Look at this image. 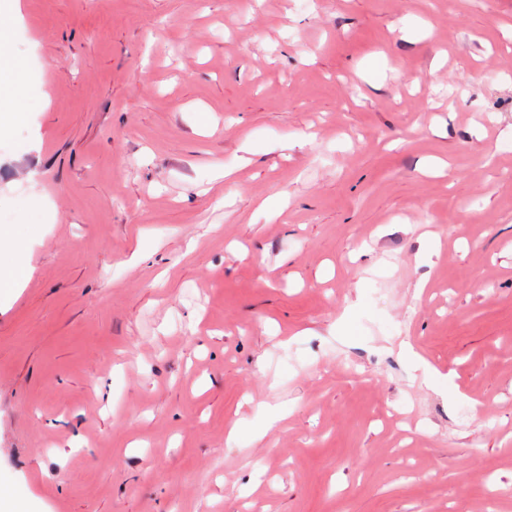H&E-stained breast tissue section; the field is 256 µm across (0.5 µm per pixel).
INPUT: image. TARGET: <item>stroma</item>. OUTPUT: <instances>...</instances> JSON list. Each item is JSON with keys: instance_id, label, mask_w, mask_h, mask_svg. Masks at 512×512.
<instances>
[{"instance_id": "1", "label": "stroma", "mask_w": 512, "mask_h": 512, "mask_svg": "<svg viewBox=\"0 0 512 512\" xmlns=\"http://www.w3.org/2000/svg\"><path fill=\"white\" fill-rule=\"evenodd\" d=\"M20 4L0 492L512 512V0Z\"/></svg>"}]
</instances>
